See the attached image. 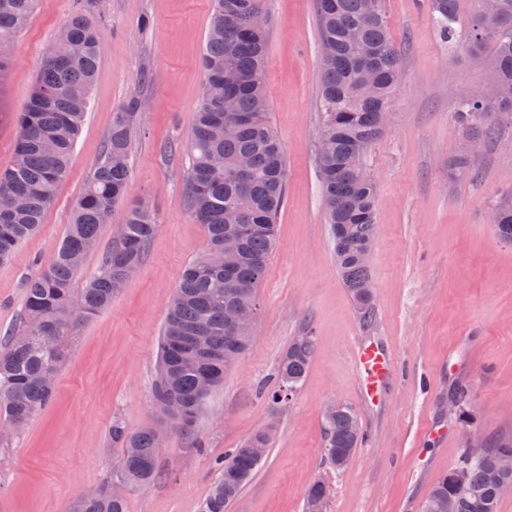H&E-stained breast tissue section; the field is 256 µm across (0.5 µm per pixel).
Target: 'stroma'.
<instances>
[{"mask_svg": "<svg viewBox=\"0 0 512 512\" xmlns=\"http://www.w3.org/2000/svg\"><path fill=\"white\" fill-rule=\"evenodd\" d=\"M400 50L399 85L380 140L361 158L377 192L369 260L376 318L363 326L336 266L318 166L320 33L315 0H271L266 76L269 124L288 167L277 241L259 289L251 342L209 394L194 437L164 426L152 388L168 305L184 269L207 249L186 203L181 150L203 89L213 0H96L104 44L71 171L38 232L0 263V340L20 326L23 277L53 261L71 208L100 159L112 116L138 113L127 194L101 225L82 276L95 273L129 206L147 203L158 231L111 305L66 349L54 400L0 446V512H67L79 494L121 471L113 421L161 429L158 476L126 494L127 512H201L224 456L266 424L275 432L228 512H305L308 488L329 487L324 512H421L435 481L486 442L512 440V243L491 222L512 188V148L481 150L472 176L452 177L462 147L460 92L485 93L487 57L445 42L429 0H385ZM76 0H39L0 83V170L13 162L16 116ZM148 80H141V72ZM311 336L309 369L280 405L267 393L296 337ZM383 347L393 361L381 397L366 403L354 352ZM359 416L363 440L345 469L324 456V410Z\"/></svg>", "mask_w": 512, "mask_h": 512, "instance_id": "obj_1", "label": "stroma"}]
</instances>
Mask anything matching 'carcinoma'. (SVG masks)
I'll use <instances>...</instances> for the list:
<instances>
[{
  "label": "carcinoma",
  "mask_w": 512,
  "mask_h": 512,
  "mask_svg": "<svg viewBox=\"0 0 512 512\" xmlns=\"http://www.w3.org/2000/svg\"><path fill=\"white\" fill-rule=\"evenodd\" d=\"M385 0H316L321 34L322 127L318 164L324 207L336 266L364 325L372 323L369 265L377 224L376 188L361 167V156L384 130V113L400 76V53L391 38ZM270 0H215L203 54L204 88L188 134L191 163L186 173L187 206L204 225L208 248L184 270L169 305L159 345L153 399L168 406L175 429L194 434V422L207 394L202 379L224 382L226 361H239L251 341L236 331L228 314L257 307L277 237V217L287 192V161L267 121L264 57L271 21ZM37 0H0V46L14 39L33 18ZM435 22L454 36L457 0H430ZM491 48L488 94L459 98L454 119L463 136L483 147L502 140L503 119L512 120V0H477L462 49L479 54ZM102 55L100 24L88 6L77 9L61 28L32 87L26 110L16 119L18 136L12 165L0 172V262L44 223L57 186L70 173L74 143L89 103ZM139 97L114 113L101 159L72 210L71 224L48 269L25 278V319L0 348V425L26 426L50 404L65 356L63 339L112 304L143 261L157 233L153 210H128L122 233L101 256L99 270L81 292L72 285L98 229L110 223L130 181L128 163ZM250 163L239 180L241 160ZM497 235L512 241V192L493 208ZM313 351L299 336L279 363L272 403L277 405L304 379ZM325 456L343 468L362 441L357 414L340 406L324 415ZM157 431L131 433L112 425V444L123 452L117 481L145 486L157 478ZM273 428L258 430L224 456V465L201 512H226L261 463L256 448H269ZM512 453L507 440L492 442L440 478L422 512H497L512 488V471L499 457ZM327 487L312 484L307 512H323ZM69 512H125V498L112 489L75 499Z\"/></svg>",
  "instance_id": "obj_1"
}]
</instances>
